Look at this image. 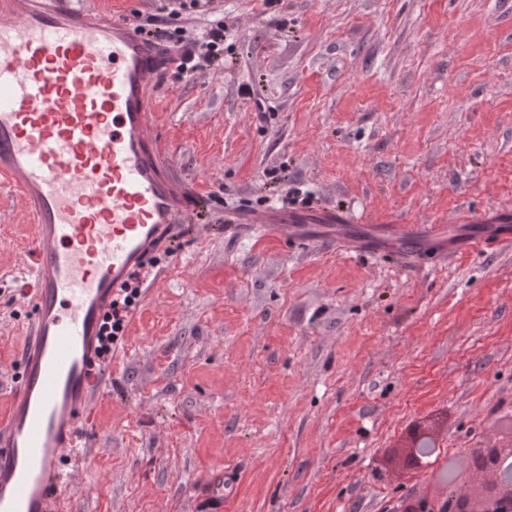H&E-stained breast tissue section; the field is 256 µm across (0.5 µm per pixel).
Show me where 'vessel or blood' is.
<instances>
[{
    "label": "vessel or blood",
    "mask_w": 512,
    "mask_h": 512,
    "mask_svg": "<svg viewBox=\"0 0 512 512\" xmlns=\"http://www.w3.org/2000/svg\"><path fill=\"white\" fill-rule=\"evenodd\" d=\"M178 54L136 18L78 0H0V185L33 218L36 262L20 373L0 414V512H58L75 482L65 460L87 459L112 362L98 353L103 316L148 256L205 204L176 180L150 132L152 90ZM231 228L305 239L309 225L347 217L322 206L237 208ZM418 227H379L376 243ZM512 244V229L470 237L458 252Z\"/></svg>",
    "instance_id": "1"
}]
</instances>
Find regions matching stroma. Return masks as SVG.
<instances>
[{"instance_id": "1", "label": "stroma", "mask_w": 512, "mask_h": 512, "mask_svg": "<svg viewBox=\"0 0 512 512\" xmlns=\"http://www.w3.org/2000/svg\"><path fill=\"white\" fill-rule=\"evenodd\" d=\"M224 56L154 89L150 131L210 198L112 348L76 512H398L447 458L512 443V246L408 263L230 232L237 206L435 225L512 208V0H85ZM469 223H456L458 214ZM32 219L0 186V408L20 368ZM432 424L435 455L390 456ZM224 51V28L217 29L209 33L201 42L198 43L197 55L191 53L184 57L180 67L182 71L193 70L197 66V61L202 59H213L218 57Z\"/></svg>"}]
</instances>
